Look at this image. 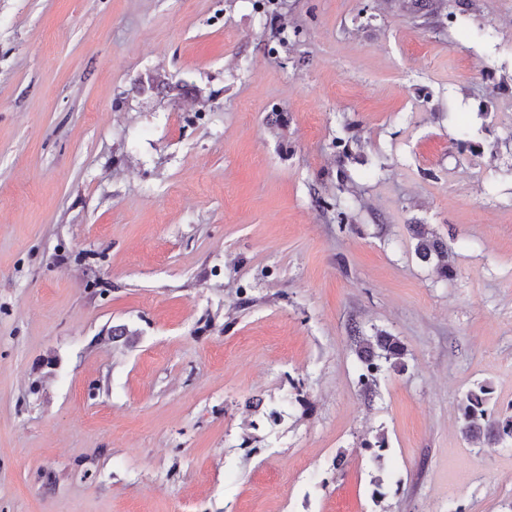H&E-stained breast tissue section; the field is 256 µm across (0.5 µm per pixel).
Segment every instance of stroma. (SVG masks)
Segmentation results:
<instances>
[{
	"instance_id": "1",
	"label": "stroma",
	"mask_w": 512,
	"mask_h": 512,
	"mask_svg": "<svg viewBox=\"0 0 512 512\" xmlns=\"http://www.w3.org/2000/svg\"><path fill=\"white\" fill-rule=\"evenodd\" d=\"M449 9L0 0V512H512V0ZM417 239L415 254L422 262L432 265L441 278L448 279L454 273L451 246L425 224H409ZM349 332L357 343L359 381L365 396H369L376 375L388 370H405V352L396 336L380 331L367 337L355 323H351ZM492 386L477 383L468 390L460 405V432L465 439L487 447L512 442V417L501 418L490 408Z\"/></svg>"
}]
</instances>
